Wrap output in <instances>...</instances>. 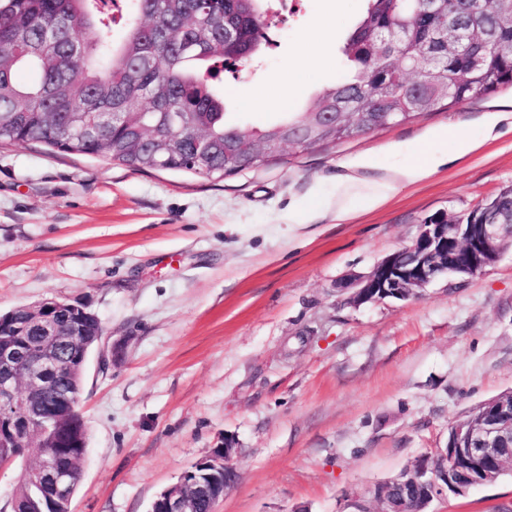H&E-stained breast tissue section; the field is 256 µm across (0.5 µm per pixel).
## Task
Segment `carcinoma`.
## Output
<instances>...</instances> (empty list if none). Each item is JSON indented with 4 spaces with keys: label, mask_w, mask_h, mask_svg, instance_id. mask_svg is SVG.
I'll use <instances>...</instances> for the list:
<instances>
[{
    "label": "carcinoma",
    "mask_w": 512,
    "mask_h": 512,
    "mask_svg": "<svg viewBox=\"0 0 512 512\" xmlns=\"http://www.w3.org/2000/svg\"><path fill=\"white\" fill-rule=\"evenodd\" d=\"M0 0V143L61 145V151L108 160L133 171L162 169L206 178L241 172L239 136L294 143H336L438 107L512 86V0H451L462 34L455 52L437 41L443 19L418 0H365L364 12L342 47L349 77L325 88L304 112H290L261 129L224 120L221 73L269 46L264 0H167L161 16L152 0ZM70 27L46 45V30ZM237 32L224 44V25ZM118 27L121 38L108 33ZM37 79L23 83L21 72ZM84 112H127L126 121L75 133ZM204 138L203 149L195 147ZM176 143L171 157L157 151ZM62 465L82 460L83 448L35 449ZM417 471L377 492L380 503L412 500L424 506Z\"/></svg>",
    "instance_id": "1"
}]
</instances>
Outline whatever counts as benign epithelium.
<instances>
[{
	"instance_id": "1",
	"label": "benign epithelium",
	"mask_w": 512,
	"mask_h": 512,
	"mask_svg": "<svg viewBox=\"0 0 512 512\" xmlns=\"http://www.w3.org/2000/svg\"><path fill=\"white\" fill-rule=\"evenodd\" d=\"M511 246L512 212L503 209L495 220L483 224H470L463 216L427 219L412 244L379 262L358 283L350 300L360 305L385 298L406 299L442 276L465 280L493 265ZM29 311L33 317L24 321L0 315V465L15 457L16 448L36 447L46 439L63 447L67 441V426L47 424L45 396L59 372L75 368L69 350L82 335L80 322L87 315L86 306L46 299L29 306ZM62 311L73 320L57 322L55 314ZM450 431L447 446L439 450L440 470L428 480L432 499L448 495V483L461 460L474 465L482 476L460 487V493L490 482L493 472L484 463L500 458L507 440L512 439V394L484 402L477 418L458 420ZM233 453L234 440L226 436L224 446L212 449L206 461L228 475L226 489L238 478ZM74 476L73 470L51 458L29 472L31 481L47 488V499L63 512H70ZM198 489L188 470L157 495L151 512H196Z\"/></svg>"
}]
</instances>
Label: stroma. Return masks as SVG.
Segmentation results:
<instances>
[{
  "mask_svg": "<svg viewBox=\"0 0 512 512\" xmlns=\"http://www.w3.org/2000/svg\"><path fill=\"white\" fill-rule=\"evenodd\" d=\"M364 8L299 0L261 65L226 79L227 121L258 129L305 111L347 76L340 48ZM440 127L477 150L373 209L362 188L345 189L347 163L370 158L362 176L380 180ZM511 186V87L346 141L288 145L221 181L0 146V313L79 302L112 346L86 368L72 512H150L228 436L240 479L216 512H347L352 497L445 447L451 423L512 389V250L405 300L349 297L425 219ZM430 512H512V475Z\"/></svg>",
  "mask_w": 512,
  "mask_h": 512,
  "instance_id": "stroma-1",
  "label": "stroma"
}]
</instances>
